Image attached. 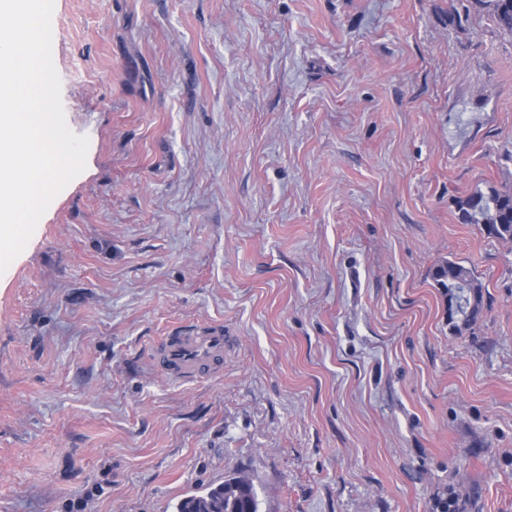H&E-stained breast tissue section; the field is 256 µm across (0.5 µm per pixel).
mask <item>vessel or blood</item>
Returning a JSON list of instances; mask_svg holds the SVG:
<instances>
[{
  "label": "vessel or blood",
  "mask_w": 512,
  "mask_h": 512,
  "mask_svg": "<svg viewBox=\"0 0 512 512\" xmlns=\"http://www.w3.org/2000/svg\"><path fill=\"white\" fill-rule=\"evenodd\" d=\"M224 345L223 325L180 326L151 346V364L158 375L171 383H193L223 374Z\"/></svg>",
  "instance_id": "b4317fda"
}]
</instances>
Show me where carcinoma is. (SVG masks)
Instances as JSON below:
<instances>
[{
    "label": "carcinoma",
    "instance_id": "obj_1",
    "mask_svg": "<svg viewBox=\"0 0 512 512\" xmlns=\"http://www.w3.org/2000/svg\"><path fill=\"white\" fill-rule=\"evenodd\" d=\"M489 9L498 26L512 34V0H476ZM462 224H481L488 236L512 241V192L476 191L457 201ZM434 277L442 288L463 282L475 299L476 310L449 323V329L462 334L472 328L481 315L482 287L475 282L470 269L459 263L448 262L437 266ZM176 512H259V501L249 479L236 476L202 495L181 500Z\"/></svg>",
    "mask_w": 512,
    "mask_h": 512
}]
</instances>
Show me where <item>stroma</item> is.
Instances as JSON below:
<instances>
[{
    "mask_svg": "<svg viewBox=\"0 0 512 512\" xmlns=\"http://www.w3.org/2000/svg\"><path fill=\"white\" fill-rule=\"evenodd\" d=\"M85 170L0 275V512H512V35L475 0H54ZM483 285L448 327L431 269ZM219 322L221 377L147 350ZM458 216L463 224H482L489 237L512 241V192L476 191L459 199ZM436 268L434 277L441 288H445L450 292V286H456L455 284L463 282L467 284L470 291L469 299L467 297L468 304L472 296L475 299V306L478 309L471 311L472 306H469L467 311L471 312L465 314L463 318H459V305L461 302L453 297L451 303H448V318H459L457 321L448 323L449 329L456 334H463L472 328L481 315L482 287L475 282L471 270L459 263L448 262L438 265ZM177 512H259V501L249 479L236 476L202 495L181 500Z\"/></svg>",
    "mask_w": 512,
    "mask_h": 512,
    "instance_id": "stroma-1",
    "label": "stroma"
}]
</instances>
